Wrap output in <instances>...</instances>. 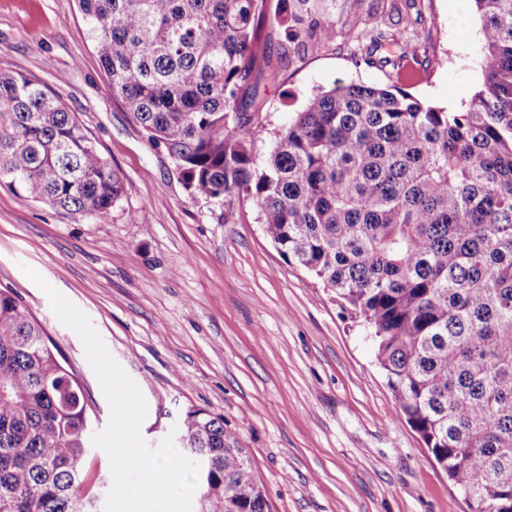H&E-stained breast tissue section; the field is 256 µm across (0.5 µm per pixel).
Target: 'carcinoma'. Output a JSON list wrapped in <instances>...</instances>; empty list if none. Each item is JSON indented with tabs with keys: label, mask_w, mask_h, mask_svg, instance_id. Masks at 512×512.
<instances>
[{
	"label": "carcinoma",
	"mask_w": 512,
	"mask_h": 512,
	"mask_svg": "<svg viewBox=\"0 0 512 512\" xmlns=\"http://www.w3.org/2000/svg\"><path fill=\"white\" fill-rule=\"evenodd\" d=\"M485 89L464 111L350 83L320 90L255 164L240 109L271 58L266 0H79L112 94L162 144L194 196L245 194L285 260L367 326L400 415L470 512H512V0H472ZM334 0H292L290 20ZM336 40L330 21L298 46ZM412 36L366 48L401 67ZM105 214L122 181L76 116L0 72V186ZM90 396L0 287V512H100L84 480ZM202 512H269L224 418L185 413Z\"/></svg>",
	"instance_id": "cac0c4a2"
}]
</instances>
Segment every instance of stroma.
Here are the masks:
<instances>
[{"mask_svg": "<svg viewBox=\"0 0 512 512\" xmlns=\"http://www.w3.org/2000/svg\"><path fill=\"white\" fill-rule=\"evenodd\" d=\"M248 125L256 162L307 98L339 83L393 87L462 110L483 87L481 23L457 0H339L336 44L284 60V5L267 0ZM367 36L416 29L418 60L370 67ZM0 71L18 73L75 113L123 192L103 215L71 214L0 187V285L42 323L92 398L94 431L110 407L77 334L23 272L38 271L91 320L148 406L157 446L184 413L223 417L270 512H467L460 492L398 411L375 338L334 293L285 261L249 197L191 196L173 159L113 98L77 0H0Z\"/></svg>", "mask_w": 512, "mask_h": 512, "instance_id": "1", "label": "stroma"}]
</instances>
